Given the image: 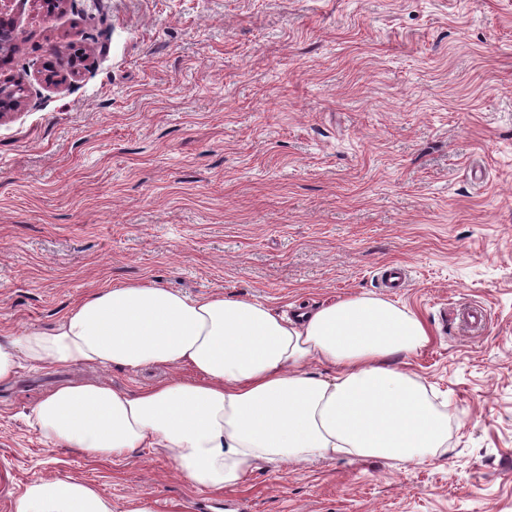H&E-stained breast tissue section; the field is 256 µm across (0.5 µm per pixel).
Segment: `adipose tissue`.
<instances>
[{"label": "adipose tissue", "instance_id": "obj_1", "mask_svg": "<svg viewBox=\"0 0 512 512\" xmlns=\"http://www.w3.org/2000/svg\"><path fill=\"white\" fill-rule=\"evenodd\" d=\"M429 341L415 313L378 297L290 317L248 298L122 284L87 295L47 331L0 336V385L26 366L176 369L134 392L102 381L61 385L33 405L30 425L91 458L160 449L188 484L219 495L262 464L400 467L446 453L445 412L397 363ZM312 362L329 374L309 373ZM185 367L193 377L179 376ZM15 512L116 509L97 486L54 475L28 484Z\"/></svg>", "mask_w": 512, "mask_h": 512}]
</instances>
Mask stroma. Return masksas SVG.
Returning a JSON list of instances; mask_svg holds the SVG:
<instances>
[{"instance_id": "1", "label": "stroma", "mask_w": 512, "mask_h": 512, "mask_svg": "<svg viewBox=\"0 0 512 512\" xmlns=\"http://www.w3.org/2000/svg\"><path fill=\"white\" fill-rule=\"evenodd\" d=\"M0 334L120 283L284 312L354 296L416 313L410 357L448 452L267 465L222 512H512V0H0ZM408 272L396 293L380 276ZM482 307L465 330L460 309ZM90 369L0 386V512L72 476L118 512H196L160 451L89 459L29 425Z\"/></svg>"}]
</instances>
